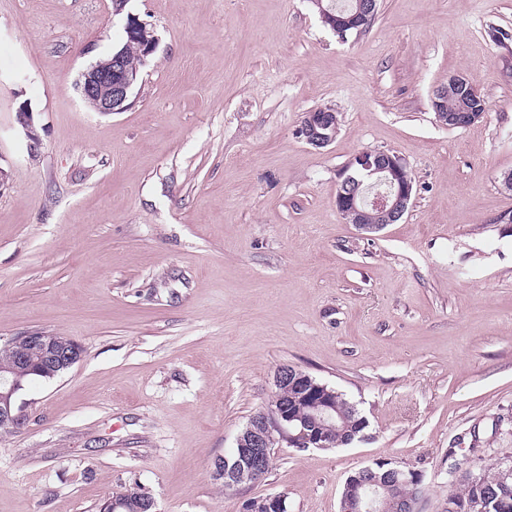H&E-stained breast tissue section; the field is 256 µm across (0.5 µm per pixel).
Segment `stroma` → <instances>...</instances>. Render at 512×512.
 <instances>
[{
	"mask_svg": "<svg viewBox=\"0 0 512 512\" xmlns=\"http://www.w3.org/2000/svg\"><path fill=\"white\" fill-rule=\"evenodd\" d=\"M131 14L158 46L103 115L76 83ZM453 75L489 105L458 129L432 108ZM325 107L339 131L316 148L297 129ZM379 150L416 192L366 233L336 189ZM0 169V347L39 330L83 350L20 393L0 512H100L131 487L154 512H339L380 460L422 473L417 512H448L449 453L512 458V0H379L345 41L309 0H0ZM284 365L368 426L225 490Z\"/></svg>",
	"mask_w": 512,
	"mask_h": 512,
	"instance_id": "stroma-1",
	"label": "stroma"
}]
</instances>
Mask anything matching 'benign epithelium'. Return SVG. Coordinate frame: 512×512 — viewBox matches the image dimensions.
<instances>
[{"label": "benign epithelium", "instance_id": "1", "mask_svg": "<svg viewBox=\"0 0 512 512\" xmlns=\"http://www.w3.org/2000/svg\"><path fill=\"white\" fill-rule=\"evenodd\" d=\"M369 17L366 9L359 6L355 13L336 17L334 28H350ZM124 30L141 49V63H146L154 54L158 39L147 24L138 17H127ZM125 47H117L105 60H98L82 72L77 84L82 98L94 111L102 114L124 112L133 103L134 89L140 77L137 68L125 64ZM17 121L27 134L31 147L39 145V135L35 132L31 113L21 109L17 112ZM329 129L328 112H308L304 116L302 136L307 143L322 146L329 145L336 134L327 133ZM351 165L366 176L369 181L386 185L384 193L372 201H366L354 192L340 191L336 194V210L349 224L365 232H378L388 224H394L405 215L413 196L414 183L403 179L402 171L406 164L401 158L387 151L363 152L354 157ZM23 343L39 353V359L32 361L25 356L14 358L11 375L0 370V433L20 428L25 421L23 405L17 402V396L24 390L19 372L54 378L79 362L82 350L67 336H57L46 331H30L21 334L3 347L9 353L13 346ZM288 384H299L304 389L303 401L313 410L309 420L300 421L288 409L286 404H278L269 411L250 418L236 442L237 459L234 463L224 461V471L220 476L229 485L255 480L261 476L266 463L272 455V448L281 442L293 448H329L327 435L318 434L313 427L322 425L332 418L336 410L332 399L336 392L325 384L315 383L306 375L297 374L290 367H283L275 375V386L280 388ZM398 472L394 463L388 460L378 461L358 470L353 480L346 481L341 497V512H378V502L382 493L391 487L390 477ZM286 498L280 494L265 499L249 501L244 512H260L275 506L277 512L285 510Z\"/></svg>", "mask_w": 512, "mask_h": 512}]
</instances>
